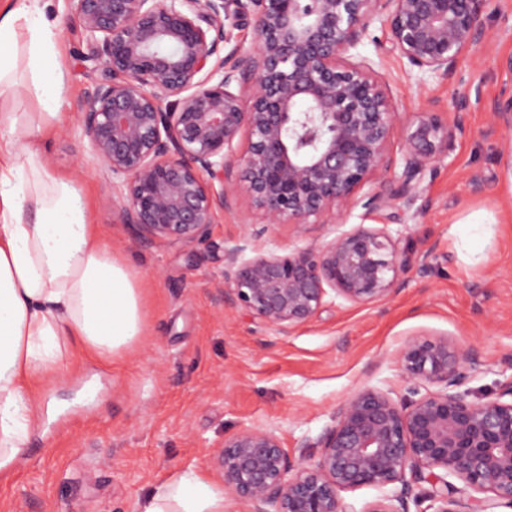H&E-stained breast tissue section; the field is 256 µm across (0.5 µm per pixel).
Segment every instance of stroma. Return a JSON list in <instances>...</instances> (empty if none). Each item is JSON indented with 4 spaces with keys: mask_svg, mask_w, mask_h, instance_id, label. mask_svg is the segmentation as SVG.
<instances>
[{
    "mask_svg": "<svg viewBox=\"0 0 512 512\" xmlns=\"http://www.w3.org/2000/svg\"><path fill=\"white\" fill-rule=\"evenodd\" d=\"M48 11L58 19L66 91L61 121L35 139L135 275L144 336L109 361L71 345L61 378L33 381L41 421L25 457L0 467V512H138L141 500L183 471L220 481L214 457L245 425L275 429L290 460L316 457L311 441L359 387L406 394L397 354L411 339L445 336L477 348L481 364L464 385L471 400L512 380V130L493 112L496 100L512 97V71L502 66L512 57V0H493L489 41L458 62L456 85L481 95L463 113L456 85L390 52L385 16L372 21L356 53L386 84L403 121L438 112L462 119L465 132L425 172L407 213L411 267L399 290L371 304L336 300L286 335L223 302L225 242L255 224L257 247L285 253L358 224H381V214L358 203L338 224H267L239 190L205 240L139 241L123 221L111 176L81 135L78 109L92 79L74 4L50 0Z\"/></svg>",
    "mask_w": 512,
    "mask_h": 512,
    "instance_id": "stroma-1",
    "label": "stroma"
}]
</instances>
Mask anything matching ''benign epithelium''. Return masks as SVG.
I'll return each instance as SVG.
<instances>
[{
	"instance_id": "1",
	"label": "benign epithelium",
	"mask_w": 512,
	"mask_h": 512,
	"mask_svg": "<svg viewBox=\"0 0 512 512\" xmlns=\"http://www.w3.org/2000/svg\"><path fill=\"white\" fill-rule=\"evenodd\" d=\"M74 2L94 80L82 134L143 241L203 239L216 210L231 208L209 178L242 183L269 224H336L367 185L365 207L400 218L464 126L425 112L392 157L399 112L350 51L383 5L392 51L421 72L451 80L460 57L489 38V0ZM228 25L251 27V51L231 45ZM401 236L358 224L317 249L252 256L234 242L224 247V299L279 334L330 298L380 302L410 268ZM399 362L410 396L358 388L318 437L315 460L292 462L271 428L224 438L225 490L252 512H411L424 499L434 512L512 509V383L469 400L459 387L478 353L446 336L408 341ZM421 482L431 489L415 491ZM364 486L379 495L358 511L341 493Z\"/></svg>"
}]
</instances>
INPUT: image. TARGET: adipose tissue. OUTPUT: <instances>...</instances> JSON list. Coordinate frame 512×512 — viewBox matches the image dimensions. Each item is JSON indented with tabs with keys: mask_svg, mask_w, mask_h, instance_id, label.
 <instances>
[{
	"mask_svg": "<svg viewBox=\"0 0 512 512\" xmlns=\"http://www.w3.org/2000/svg\"><path fill=\"white\" fill-rule=\"evenodd\" d=\"M56 29L43 0H0V97L22 91L41 106L23 119H0L1 466L23 455L39 422L30 395L35 374L63 373L71 344L118 358L143 336L135 276L33 139L62 118ZM139 512H224V488L187 470L141 502Z\"/></svg>",
	"mask_w": 512,
	"mask_h": 512,
	"instance_id": "adipose-tissue-1",
	"label": "adipose tissue"
}]
</instances>
